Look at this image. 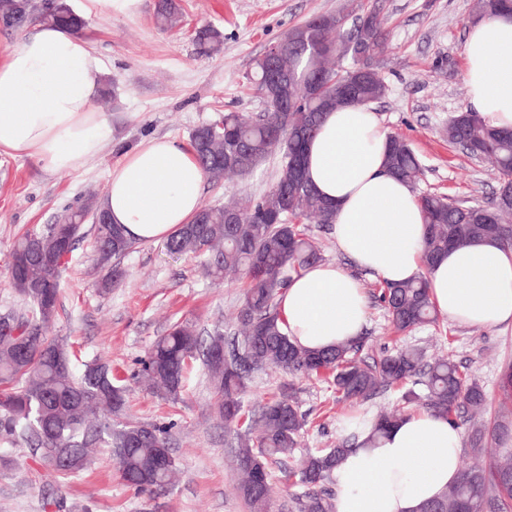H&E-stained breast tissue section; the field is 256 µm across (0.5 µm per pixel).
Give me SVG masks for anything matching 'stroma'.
Here are the masks:
<instances>
[{"instance_id":"stroma-1","label":"stroma","mask_w":512,"mask_h":512,"mask_svg":"<svg viewBox=\"0 0 512 512\" xmlns=\"http://www.w3.org/2000/svg\"><path fill=\"white\" fill-rule=\"evenodd\" d=\"M81 14L82 37L103 59L105 77L117 96L95 107L112 117V145L83 171L44 174L34 161L0 155V313L19 308L6 278L14 241L27 229L55 223L57 216L88 193H103L108 171L126 151L152 137L188 145L192 130L227 112L253 117L264 104L250 84L253 61L309 17L344 12L357 16L379 9L390 47L378 59L387 84L373 103L388 132L402 134L421 165L419 190L446 195L469 205L490 202L497 187L487 162L450 146L443 134L449 118L468 106L463 47L472 0H181L183 22L159 30L156 0H141L136 15L87 13L85 0H66ZM212 25L224 33L219 53L199 54L196 28ZM278 158L252 173L221 183L205 182L203 202L220 206L229 199H256L275 182ZM93 237L85 235L63 275L57 315L48 336L66 337L75 370L99 358L127 388L131 414L145 423L169 427V447L179 464L175 483L142 495L120 478L110 449L80 474L45 481L26 448L11 449L13 463L0 469V512H251L237 491L233 466L237 437L214 413L208 371L194 360L177 402L161 400L137 382L139 362L170 322L193 321L197 328L224 325L225 340L237 337L236 315L243 304V280L218 284L204 278L194 255L174 257L163 243L138 242L120 260L125 272L112 291L100 292ZM367 355L405 345L428 356L452 355L484 388L489 415H512L503 401L500 374L512 362V328L494 330L439 318L437 324L393 333L383 309L370 306L363 330ZM293 387L308 423L296 455L331 447L344 437L351 414L376 416L400 405V392H379L357 409L334 406L324 382L291 378L266 369L252 374L244 401L258 410L284 387ZM67 506L56 509V498Z\"/></svg>"}]
</instances>
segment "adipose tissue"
I'll return each instance as SVG.
<instances>
[{
  "instance_id": "ef3b65f1",
  "label": "adipose tissue",
  "mask_w": 512,
  "mask_h": 512,
  "mask_svg": "<svg viewBox=\"0 0 512 512\" xmlns=\"http://www.w3.org/2000/svg\"><path fill=\"white\" fill-rule=\"evenodd\" d=\"M468 101L488 124L512 128V16L469 24L464 45ZM105 64L88 41L38 26L0 57V154L34 160L48 174L78 172L102 158L112 118L97 111ZM388 132L367 107L328 112L307 147L306 176L335 207L338 250L388 282L425 276L439 314L471 327H512V248L482 242L449 249L431 267L415 192L386 168ZM204 173L193 153L152 138L112 167L102 201L137 242H162L202 206ZM288 334L324 350L360 336L367 299L334 262L294 276L279 299ZM336 469V512H418L461 474L463 434L443 416L397 420L382 437L371 423Z\"/></svg>"
}]
</instances>
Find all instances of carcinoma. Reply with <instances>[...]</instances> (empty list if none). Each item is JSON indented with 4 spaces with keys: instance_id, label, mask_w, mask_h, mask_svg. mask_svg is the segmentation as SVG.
<instances>
[{
    "instance_id": "cac0c4a2",
    "label": "carcinoma",
    "mask_w": 512,
    "mask_h": 512,
    "mask_svg": "<svg viewBox=\"0 0 512 512\" xmlns=\"http://www.w3.org/2000/svg\"><path fill=\"white\" fill-rule=\"evenodd\" d=\"M473 13L494 18L512 13V0H473ZM179 0H157L156 24L163 30L181 21ZM344 13L319 14L292 28L288 35L286 66L292 85L318 76L341 78L353 62V50L365 45L364 67L374 72L359 84L360 105L385 96L387 85L377 72V58L388 43L380 11L359 17V24L344 32ZM63 26L73 32L83 21L66 0H0V29L22 32L33 24ZM194 40L205 54L221 49L224 33L203 26ZM251 81L263 100L264 111L255 117L226 112L218 120L196 127L190 146L196 160L213 181L242 175L262 161L280 156L273 186L256 201L243 206L231 199L219 207L204 205L192 223L166 241L172 255L202 258L206 277L221 281L227 273L246 282L245 300L236 320L241 331L242 356L221 358L224 332L208 338L196 325L175 321L150 346L144 363L148 389L158 398L175 401L181 396L187 371L203 352L217 412L228 425L245 414L243 397L249 374L270 368L291 375L315 376L327 384L338 404L360 405L382 388L401 387V401L448 418L456 427L471 425L467 436L472 458L478 460L493 442L496 457L487 465L462 469L460 480L419 512H512V419L498 415L488 424L476 421L485 412V392L479 381L451 358L429 361L422 348L384 350L365 358L367 337L358 336L326 350H308L291 342L278 298L288 288L291 274L323 260L307 234L306 222L334 224V210L309 184L305 168L308 142L324 115L341 107L324 94H292L288 106L270 95L271 78L256 59ZM292 134L274 153L270 141L278 129ZM448 143L462 148L475 160L489 158L496 169L497 197L492 206H469L444 195L420 193L426 235L423 264H434L450 247L494 241L512 248V130L488 126L473 111H461L448 120ZM387 166L411 188H416L421 163L411 145L390 134ZM104 212L102 200L87 196L75 208L64 210L54 224L26 230L14 243L9 259L26 257L14 267L11 287L26 303L27 311H7L17 322V334L0 332V444L30 448L33 460L50 476H72L85 469L92 450L105 446L113 452L123 481L139 493L153 494L168 487L177 463L161 465L158 450L167 447V428L142 423L126 411L125 388L114 382L112 367L94 360L75 373L65 338H49L44 329L54 320L65 266L55 257L73 251L82 238L81 221L89 212ZM123 226L99 224L93 248L97 263L107 270L99 289L107 292L123 275L112 261L133 247ZM373 298L386 311L395 330L411 331L437 321L424 277L402 283L381 282ZM293 394L282 393L265 402L256 425L238 434L235 466L240 474L238 492L252 512H268L269 465L279 463L297 447L306 427ZM353 448L351 438L336 447L306 454L288 470L302 489L298 512H335L336 494L329 488L336 467Z\"/></svg>"
}]
</instances>
